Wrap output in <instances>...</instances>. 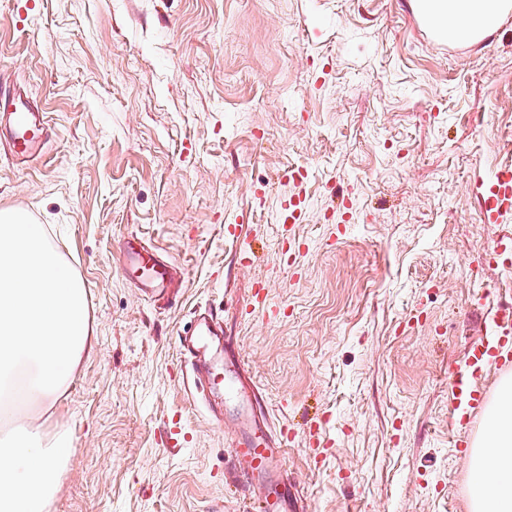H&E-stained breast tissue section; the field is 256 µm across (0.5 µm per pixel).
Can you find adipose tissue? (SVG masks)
I'll return each mask as SVG.
<instances>
[{
  "label": "adipose tissue",
  "mask_w": 512,
  "mask_h": 512,
  "mask_svg": "<svg viewBox=\"0 0 512 512\" xmlns=\"http://www.w3.org/2000/svg\"><path fill=\"white\" fill-rule=\"evenodd\" d=\"M443 36L472 41L494 30L512 0H414ZM472 512H512V381L501 383L481 436L470 450Z\"/></svg>",
  "instance_id": "ef3b65f1"
}]
</instances>
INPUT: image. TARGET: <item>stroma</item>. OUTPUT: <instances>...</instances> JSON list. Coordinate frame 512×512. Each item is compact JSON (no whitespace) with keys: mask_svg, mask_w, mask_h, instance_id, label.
Listing matches in <instances>:
<instances>
[{"mask_svg":"<svg viewBox=\"0 0 512 512\" xmlns=\"http://www.w3.org/2000/svg\"><path fill=\"white\" fill-rule=\"evenodd\" d=\"M0 76L53 129L29 166L0 158V211L44 226L97 338L55 409H25L74 448L49 512H242L234 412L190 394L178 343L204 309L292 430L307 512H470L448 395L512 300L489 260L512 215L480 207L512 166V10L465 43L413 0H0ZM298 166L291 270L275 215ZM130 236L180 267L176 303L123 276ZM258 280L280 317L252 311Z\"/></svg>","mask_w":512,"mask_h":512,"instance_id":"1","label":"stroma"}]
</instances>
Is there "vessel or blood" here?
Instances as JSON below:
<instances>
[{
	"instance_id": "vessel-or-blood-1",
	"label": "vessel or blood",
	"mask_w": 512,
	"mask_h": 512,
	"mask_svg": "<svg viewBox=\"0 0 512 512\" xmlns=\"http://www.w3.org/2000/svg\"><path fill=\"white\" fill-rule=\"evenodd\" d=\"M53 131L35 102L16 90L0 91V153L9 155L13 165L23 167L41 154ZM482 212L495 221L512 213V168H500L482 195ZM307 211L301 196H291L282 205L278 221L288 227L303 223ZM121 271L145 294L167 293L176 276L172 264L142 239L125 238L119 246ZM498 339L493 343L471 345L467 364L473 372L486 367L499 371L512 370V307H499L493 317ZM182 352L192 358V370L204 374L207 390L223 393L225 402L234 404L247 421L231 442L240 467L238 482L258 491L264 512H298V498L278 465L286 444L284 432L268 423L257 421L259 397L239 365V353L233 337L224 333L214 320L197 323L180 339ZM487 393L465 377L454 378L450 384L449 414L455 419L459 435L455 447L464 448L465 431L483 411Z\"/></svg>"
}]
</instances>
